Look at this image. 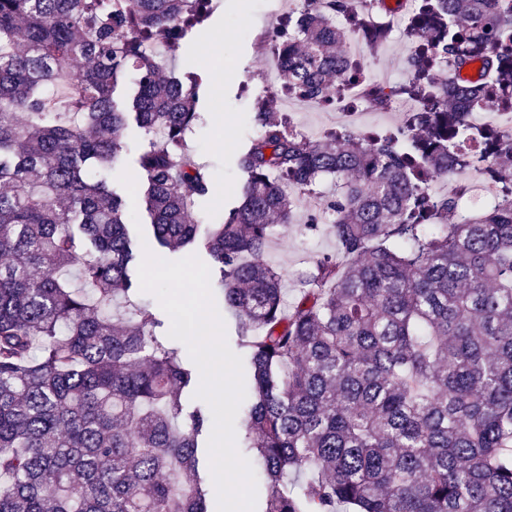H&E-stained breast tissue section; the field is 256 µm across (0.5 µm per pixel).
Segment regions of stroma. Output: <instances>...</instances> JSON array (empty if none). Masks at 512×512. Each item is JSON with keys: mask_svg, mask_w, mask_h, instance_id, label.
I'll return each instance as SVG.
<instances>
[{"mask_svg": "<svg viewBox=\"0 0 512 512\" xmlns=\"http://www.w3.org/2000/svg\"><path fill=\"white\" fill-rule=\"evenodd\" d=\"M296 0H213L207 28L188 40L171 67L202 77L197 110L200 118L186 136L188 152L211 174L216 195L197 201L192 216L201 229L223 223L246 181L236 157L260 133L257 101L273 68L271 52L258 39L273 28L277 12H288ZM338 250L327 215L314 214L309 197H300L294 221L278 226L263 261L274 265L288 283H295L309 263Z\"/></svg>", "mask_w": 512, "mask_h": 512, "instance_id": "35a3bbf8", "label": "stroma"}]
</instances>
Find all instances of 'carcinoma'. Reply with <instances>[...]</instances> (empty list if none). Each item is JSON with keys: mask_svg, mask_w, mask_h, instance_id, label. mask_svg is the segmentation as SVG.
<instances>
[{"mask_svg": "<svg viewBox=\"0 0 512 512\" xmlns=\"http://www.w3.org/2000/svg\"><path fill=\"white\" fill-rule=\"evenodd\" d=\"M300 0L267 32L281 88L319 102L348 77L336 26L354 2ZM211 0H0V512H208L192 381L155 336L149 309L112 314L135 292L141 254L106 174L133 112L154 241L195 243L210 173L185 152L199 77L159 75ZM420 49L401 90L424 108L410 149L344 130L318 144L260 101L261 135L240 155L238 206L208 231L218 288L246 336L253 401L244 418L267 481L260 512H512V138L487 136L483 176L498 202L461 214L427 197L431 175L471 162L461 107L483 84L512 101V0H422ZM482 78L468 79L472 57ZM457 81L429 92L438 71ZM137 74L130 111L112 93ZM324 199L342 258L312 261L285 300L256 260L294 201Z\"/></svg>", "mask_w": 512, "mask_h": 512, "instance_id": "carcinoma-1", "label": "carcinoma"}]
</instances>
